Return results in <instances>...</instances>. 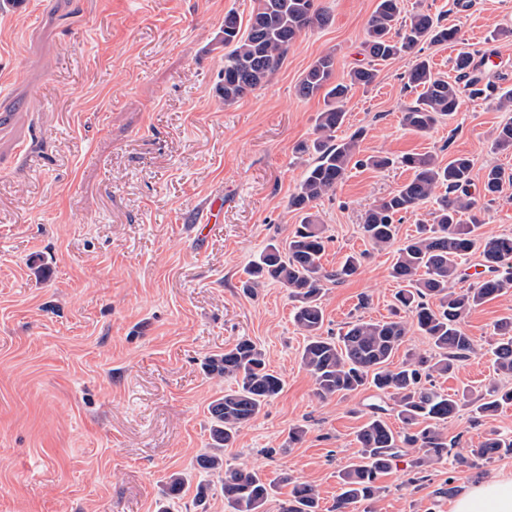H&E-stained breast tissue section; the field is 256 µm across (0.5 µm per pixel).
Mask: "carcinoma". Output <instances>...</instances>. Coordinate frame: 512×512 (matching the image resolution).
I'll use <instances>...</instances> for the list:
<instances>
[{"instance_id":"obj_1","label":"carcinoma","mask_w":512,"mask_h":512,"mask_svg":"<svg viewBox=\"0 0 512 512\" xmlns=\"http://www.w3.org/2000/svg\"><path fill=\"white\" fill-rule=\"evenodd\" d=\"M403 13L404 0H378L364 41L372 60L386 61L411 53L425 42L446 44L457 38L455 28L440 24L425 11L416 9L407 17ZM327 21L315 7V0H255L246 21L233 11L225 14L224 70L218 84L224 102H236L267 83L279 69L288 46L306 29ZM334 65L330 54L318 58L297 86L299 97L310 99L321 94L324 101L316 120L318 137L311 147L316 159L288 200V208L302 215L300 223L285 245L270 243L261 251L247 269L245 287L252 290L275 283L297 301L293 319L307 338L301 359L314 380L318 398L345 397L369 387L393 402V410L404 424L403 431H393L385 418L387 408L372 406L371 417L356 434L357 457L343 473V491L333 506V512H350L353 504L380 492L379 476L402 452H416L419 467L448 454L444 429L457 413L459 399L437 390L433 378L455 371L474 351L471 338L461 327L464 316L512 288V235L482 237L477 234V219L462 222L461 214L475 205L468 192L470 158L458 156L443 165L429 154L408 153L396 160L382 155L369 157L365 165L375 169L398 163L413 172L410 180L365 213L362 229L373 245L394 243L398 215L413 212L428 200L435 203L431 222L420 224L417 235L397 248L391 267V277L401 285L395 300L411 313V322L360 317L346 323L338 338L323 337L322 291L356 275L365 254L349 255L337 268L326 269L321 259L329 239L313 209L343 180L363 134L358 130L336 139V131L345 121L348 93L353 86H369L378 77L375 67H359L350 72L348 81L333 83ZM454 68L465 80L462 87L434 74L427 60H415L408 84L422 88V92L403 113L405 126L427 132L455 115L463 93L479 98L494 88L476 70L470 53H459ZM494 145L512 150L511 121L495 130ZM503 180L500 169L489 168L482 183L484 196L499 193ZM474 252L479 253L487 275L470 288H454L453 283L463 276L464 260ZM411 329L427 339L432 352H410L393 368L391 359ZM495 329L500 336L494 350L495 369L509 378L512 320L498 323ZM205 368L212 376L232 380L234 386L209 406L211 443L197 465L222 477L224 500L232 512H261L272 483L254 469L225 464L223 449L232 445L239 429L283 390L284 381L268 368L263 350L246 337L208 358ZM506 403H512V388L494 387L488 397L475 402L474 414L479 418L491 416ZM505 454H512L511 438L490 437L477 450L484 460ZM280 512H319L314 489L306 483L295 484Z\"/></svg>"}]
</instances>
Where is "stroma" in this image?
<instances>
[{"mask_svg":"<svg viewBox=\"0 0 512 512\" xmlns=\"http://www.w3.org/2000/svg\"><path fill=\"white\" fill-rule=\"evenodd\" d=\"M465 2L407 0L459 30L420 56L452 80L456 56L470 52L498 93L512 90V0ZM377 3L317 0L327 24L303 31L269 82L228 104L216 90L224 16L248 17L254 0H0V512H231L219 477L196 465L210 440L208 406L231 385L202 364L243 336L284 387L224 460L274 481L262 512L287 499L285 474L330 512L374 392L319 399L285 288L243 290L248 263L299 220L288 198L312 155L298 147L312 144L324 107L297 94L309 66L334 55L342 81L375 65L376 82L350 91L337 138L362 130L360 161L469 157L481 233L512 234V182L494 199L479 195L487 168L512 173V152L493 144L512 116L496 95L466 96L429 132L404 126L418 96L407 84L416 57L370 61L363 42ZM411 176L359 163L318 201L330 238L323 265L366 255L356 276L325 289L324 335L359 316L393 319L394 252L374 248L362 221ZM216 197L221 219L204 223ZM510 317L512 288L467 314L474 352L436 387L475 397L497 383L494 326ZM297 425L307 434L292 446ZM493 432L512 438V404L478 425L461 407L446 430L447 460L418 482L416 454L405 452L380 478L379 498L353 512H451L447 487L462 492L512 470V454L477 456ZM175 473L184 485L173 498Z\"/></svg>","mask_w":512,"mask_h":512,"instance_id":"stroma-1","label":"stroma"}]
</instances>
